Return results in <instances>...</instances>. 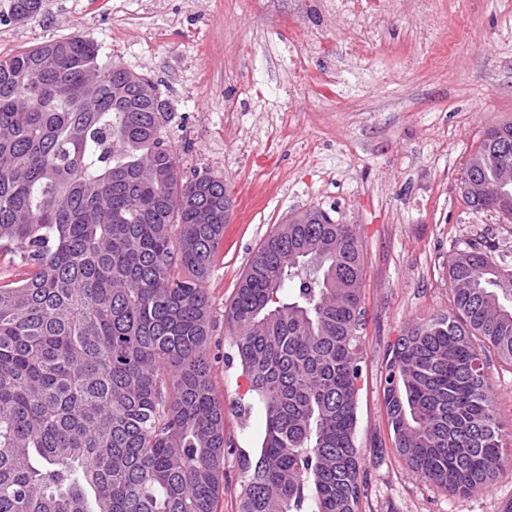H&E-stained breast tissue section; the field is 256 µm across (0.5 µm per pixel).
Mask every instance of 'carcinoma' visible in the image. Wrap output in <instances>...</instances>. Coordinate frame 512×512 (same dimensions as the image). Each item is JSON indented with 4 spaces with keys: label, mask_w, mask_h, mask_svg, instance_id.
Masks as SVG:
<instances>
[{
    "label": "carcinoma",
    "mask_w": 512,
    "mask_h": 512,
    "mask_svg": "<svg viewBox=\"0 0 512 512\" xmlns=\"http://www.w3.org/2000/svg\"><path fill=\"white\" fill-rule=\"evenodd\" d=\"M172 119L157 83L83 36L0 58V249L35 268L0 286V512H216L207 284L232 202L222 177L180 175ZM511 166L508 122L466 163L470 206L511 221L512 193L482 192ZM448 278L452 311L408 327L381 383L412 472L465 496L512 460L485 369L490 352L512 365V266L469 247ZM362 284L352 225L320 208L246 269L227 321L265 432L240 512H360Z\"/></svg>",
    "instance_id": "cac0c4a2"
}]
</instances>
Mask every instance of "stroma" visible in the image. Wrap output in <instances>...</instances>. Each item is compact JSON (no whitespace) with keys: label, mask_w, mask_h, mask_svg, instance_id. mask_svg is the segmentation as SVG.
Segmentation results:
<instances>
[{"label":"stroma","mask_w":512,"mask_h":512,"mask_svg":"<svg viewBox=\"0 0 512 512\" xmlns=\"http://www.w3.org/2000/svg\"><path fill=\"white\" fill-rule=\"evenodd\" d=\"M76 34L159 83L180 171L229 190L208 282L229 443L217 512H239L265 429L224 309L264 239L316 206L354 225L363 250L361 512H505L512 469L466 496L412 473L381 377L411 324L447 313L456 249L490 243L512 264V223L471 210L458 187L485 131L512 122V0H42L33 17L0 21V57ZM486 370L510 431L512 367L492 356Z\"/></svg>","instance_id":"1"}]
</instances>
